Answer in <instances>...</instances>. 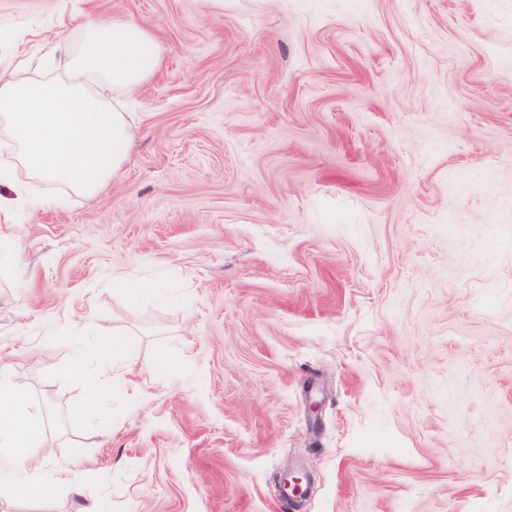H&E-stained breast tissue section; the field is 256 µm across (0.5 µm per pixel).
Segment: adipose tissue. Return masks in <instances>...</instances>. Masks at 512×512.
Here are the masks:
<instances>
[{
  "label": "adipose tissue",
  "mask_w": 512,
  "mask_h": 512,
  "mask_svg": "<svg viewBox=\"0 0 512 512\" xmlns=\"http://www.w3.org/2000/svg\"><path fill=\"white\" fill-rule=\"evenodd\" d=\"M159 64L153 35L132 20L86 17L79 38L44 42L28 76L0 72V126L16 162L0 167V186H13L16 167L85 198L100 195L128 159L132 126L120 96ZM20 385L0 381V447L43 453L39 428L20 407Z\"/></svg>",
  "instance_id": "adipose-tissue-1"
}]
</instances>
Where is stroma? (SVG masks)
<instances>
[{
	"instance_id": "obj_1",
	"label": "stroma",
	"mask_w": 512,
	"mask_h": 512,
	"mask_svg": "<svg viewBox=\"0 0 512 512\" xmlns=\"http://www.w3.org/2000/svg\"><path fill=\"white\" fill-rule=\"evenodd\" d=\"M88 13L160 62L108 188L0 226V363L77 476L0 512H281L292 469L297 512H512V0H0V65ZM124 348L117 340H100L90 343L85 352L84 358L80 364L73 368L74 372L88 375L92 378L89 383L83 401L75 410L77 418L84 422H92L98 412L99 404L103 398L104 392L96 383L95 374L90 370V365L94 364L98 373L102 374L114 368V364L124 363Z\"/></svg>"
}]
</instances>
